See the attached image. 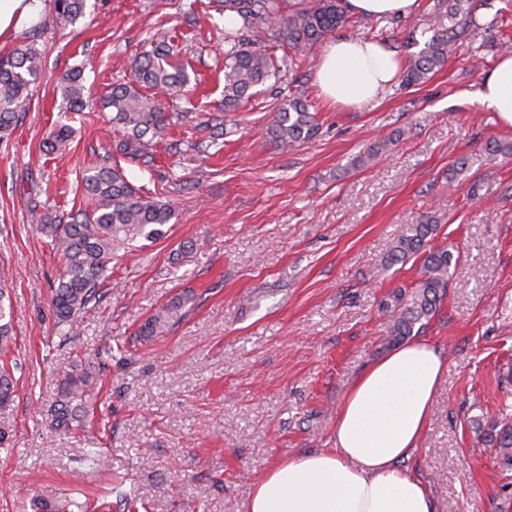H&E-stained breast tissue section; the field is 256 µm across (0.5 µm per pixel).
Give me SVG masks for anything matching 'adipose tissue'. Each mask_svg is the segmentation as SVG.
Wrapping results in <instances>:
<instances>
[{"label": "adipose tissue", "mask_w": 512, "mask_h": 512, "mask_svg": "<svg viewBox=\"0 0 512 512\" xmlns=\"http://www.w3.org/2000/svg\"><path fill=\"white\" fill-rule=\"evenodd\" d=\"M399 74L394 50L340 37L324 45L315 83L325 99L350 107L380 97ZM478 100L512 127V54L487 73ZM447 369L442 353L424 339L370 364L337 408L332 447L273 465L254 481L244 512H436L429 487L405 463Z\"/></svg>", "instance_id": "obj_1"}]
</instances>
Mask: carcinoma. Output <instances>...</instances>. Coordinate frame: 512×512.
Returning <instances> with one entry per match:
<instances>
[{"mask_svg":"<svg viewBox=\"0 0 512 512\" xmlns=\"http://www.w3.org/2000/svg\"><path fill=\"white\" fill-rule=\"evenodd\" d=\"M222 12L236 14L239 28L224 32V100L226 111H234L248 102L251 90L267 81L280 80L297 72L308 51L329 33L353 23L343 0H312V5L286 14L283 0H220ZM53 21L74 23L85 13L87 0H53ZM433 25L435 33L418 55L409 61L403 75L407 85H418L428 75L441 68L454 44L475 31L489 34L497 21L480 22L473 0H437ZM40 22L32 29L28 42L7 55H0V139L19 122L26 106L31 85L43 73L42 53L37 37L44 29ZM271 47L288 49L276 59L268 53ZM189 76L180 59V49L169 38L158 33L150 40V49L134 62L132 79L112 86L101 99L103 108L112 112V126L123 132L119 149L127 158L137 160L145 155L146 136L161 139L170 126L171 114L156 98L141 92L148 88L164 97L179 98L187 92ZM59 87L66 108L76 115L92 106L84 96L81 70L74 69L60 78ZM73 127L59 123L49 134L52 149L65 147ZM316 133L315 116L300 98L284 103L277 113L272 134L284 144L310 140ZM484 151L492 157L512 158V143L489 139ZM82 182L91 209H79L67 215L68 221L48 222L41 212L40 202L29 205L31 223L51 238L62 272L54 290L53 306L59 318L77 328V317L95 297L108 278L112 259L118 250L139 239L155 240L163 235V226L172 217V208L154 197L146 196L128 179L123 167L109 163V158L87 169ZM437 219L425 215L416 224L406 225L391 254L385 261L390 265L410 255L422 259L421 279L412 298L394 306L386 328L387 340L395 344L413 333L416 323L432 316L439 292L447 286L450 268L460 256L445 248L427 247L428 238L435 234ZM5 295L0 290V352L11 344V326L6 322ZM184 301L177 297L159 312L149 317L140 328L143 336L165 332L182 309ZM96 384L92 372L73 369L62 380V400L55 415L56 426L71 429L82 422L89 397ZM478 443L498 449L503 464L512 468V416L503 415L484 422L476 421ZM33 512H71L84 506L70 500L47 497L33 490Z\"/></svg>","mask_w":512,"mask_h":512,"instance_id":"cac0c4a2","label":"carcinoma"}]
</instances>
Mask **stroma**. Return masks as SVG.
<instances>
[{
  "instance_id": "35a3bbf8",
  "label": "stroma",
  "mask_w": 512,
  "mask_h": 512,
  "mask_svg": "<svg viewBox=\"0 0 512 512\" xmlns=\"http://www.w3.org/2000/svg\"><path fill=\"white\" fill-rule=\"evenodd\" d=\"M435 2L385 20V43L401 60L432 37ZM223 26L214 0H88L84 17L37 43L42 80L0 140V270L9 274L0 286L14 333L13 393L0 405V512H32L35 486L88 512H123L121 492L136 512H243L273 464L332 447L349 384L391 349L386 303L410 297L421 279L420 258L381 262L426 214L440 220L432 246L457 248L461 259L418 331L448 370L406 466L437 512H512V470L474 432L475 420L512 414V159L483 150L492 138L512 142V128L477 101L498 43L474 35L424 83L396 81L357 107L320 96L316 48L296 78L263 85L225 114ZM162 31L189 64L191 91L151 144L153 163L124 168L174 214L162 237L120 251L71 336L52 304L60 263L29 202L52 218L86 207L82 173L115 137L99 110L65 119L56 81L80 66L86 93L102 95L129 80L135 56ZM296 96L318 131L284 145L270 128ZM208 119L224 125L221 146ZM64 120L70 145L50 151L48 133ZM381 141L374 165L353 167ZM462 157L466 169L450 176ZM181 295V320L140 336ZM75 365L94 371L97 385L85 427L59 429L60 375Z\"/></svg>"
}]
</instances>
